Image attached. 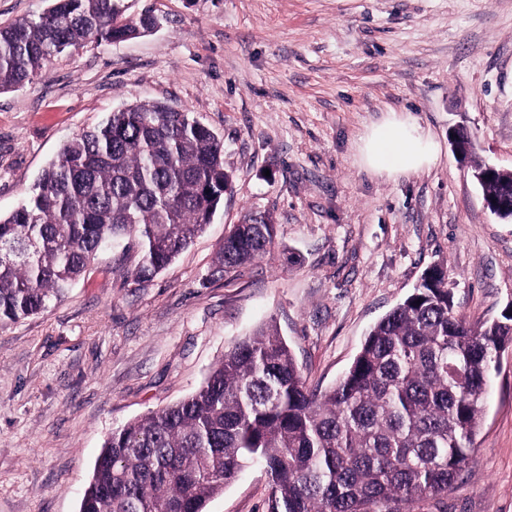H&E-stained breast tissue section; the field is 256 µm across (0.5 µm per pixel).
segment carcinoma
I'll use <instances>...</instances> for the list:
<instances>
[{
	"label": "carcinoma",
	"instance_id": "1",
	"mask_svg": "<svg viewBox=\"0 0 512 512\" xmlns=\"http://www.w3.org/2000/svg\"><path fill=\"white\" fill-rule=\"evenodd\" d=\"M124 0H51L0 27V91L89 42L135 38L155 16H124ZM487 208L512 185L487 172L471 136ZM231 178L224 141L193 113L137 102L62 144L9 215H0V326L45 311L103 248L137 241L130 276L147 282L203 232ZM272 216L247 213L224 236L217 271L274 244ZM512 344V310L473 326L455 311L448 271L428 269L376 322L344 375L306 386L276 325L236 342L188 397L112 432L80 512H204L249 464L270 479L267 512H412L448 493L474 451L497 369Z\"/></svg>",
	"mask_w": 512,
	"mask_h": 512
}]
</instances>
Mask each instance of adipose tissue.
Wrapping results in <instances>:
<instances>
[{"label":"adipose tissue","instance_id":"ef3b65f1","mask_svg":"<svg viewBox=\"0 0 512 512\" xmlns=\"http://www.w3.org/2000/svg\"><path fill=\"white\" fill-rule=\"evenodd\" d=\"M362 166L377 174H408L430 168L439 155V145L414 118L389 113L363 138Z\"/></svg>","mask_w":512,"mask_h":512}]
</instances>
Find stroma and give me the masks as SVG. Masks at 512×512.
Listing matches in <instances>:
<instances>
[{"instance_id": "1", "label": "stroma", "mask_w": 512, "mask_h": 512, "mask_svg": "<svg viewBox=\"0 0 512 512\" xmlns=\"http://www.w3.org/2000/svg\"><path fill=\"white\" fill-rule=\"evenodd\" d=\"M128 2L159 28L58 54L0 92V214L65 140L142 101L222 137L232 189L151 282L127 279L130 242L101 252L60 302L0 327V512H79L112 432L195 392L267 323L323 390L432 266L447 268L468 323L512 303V222L485 207L450 141L463 126L480 160L512 169V0ZM390 112L433 134L434 166L362 167V137ZM249 211L273 216V247L217 273L220 242ZM475 446L443 506L415 512H512V345ZM268 494L250 466L205 512H266Z\"/></svg>"}]
</instances>
